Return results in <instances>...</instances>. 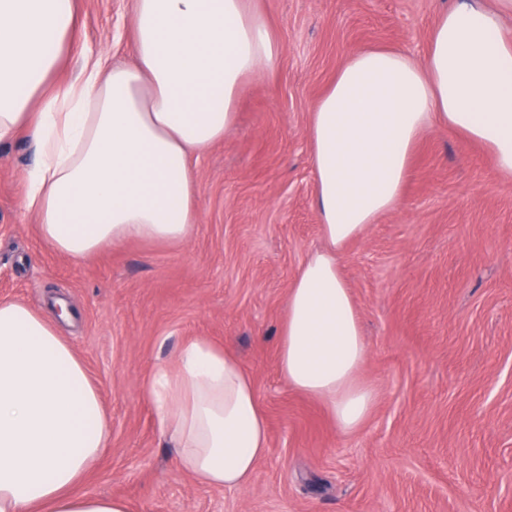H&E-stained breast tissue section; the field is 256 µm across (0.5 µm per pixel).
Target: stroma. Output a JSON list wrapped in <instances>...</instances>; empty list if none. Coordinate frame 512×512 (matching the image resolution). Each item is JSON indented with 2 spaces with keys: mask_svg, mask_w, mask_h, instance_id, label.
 <instances>
[{
  "mask_svg": "<svg viewBox=\"0 0 512 512\" xmlns=\"http://www.w3.org/2000/svg\"><path fill=\"white\" fill-rule=\"evenodd\" d=\"M453 0H250L282 48L244 81L223 141L191 161L199 222L186 243L132 240L82 259L53 250L26 212L28 135L0 145V300L55 318L100 389L111 446L83 483L129 512H512V175L433 127L405 195L345 246L342 275L377 402L338 431L277 361L288 291L321 246L311 112L355 51L423 61ZM79 24L52 84L86 57L134 61L132 0H75ZM236 355L267 417L269 452L240 490L199 484L162 439L142 385L184 341Z\"/></svg>",
  "mask_w": 512,
  "mask_h": 512,
  "instance_id": "stroma-1",
  "label": "stroma"
}]
</instances>
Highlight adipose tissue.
I'll use <instances>...</instances> for the list:
<instances>
[{
    "label": "adipose tissue",
    "instance_id": "adipose-tissue-1",
    "mask_svg": "<svg viewBox=\"0 0 512 512\" xmlns=\"http://www.w3.org/2000/svg\"><path fill=\"white\" fill-rule=\"evenodd\" d=\"M512 0H455L423 62L354 52L308 129L324 246L301 266L278 333L288 387L357 431L376 403L341 254L396 208L423 131L488 148L512 174ZM78 24L74 0H0V143L29 129L37 159L22 201L42 239L80 259L130 240L188 241L199 221L191 155L236 121L244 80L281 45L248 0H133L135 60L88 58L48 88ZM160 434L201 484L247 486L269 450L265 412L238 358L209 339L182 344L143 386ZM99 391L72 344L39 310L0 302V512H128L80 485L110 445Z\"/></svg>",
    "mask_w": 512,
    "mask_h": 512
}]
</instances>
